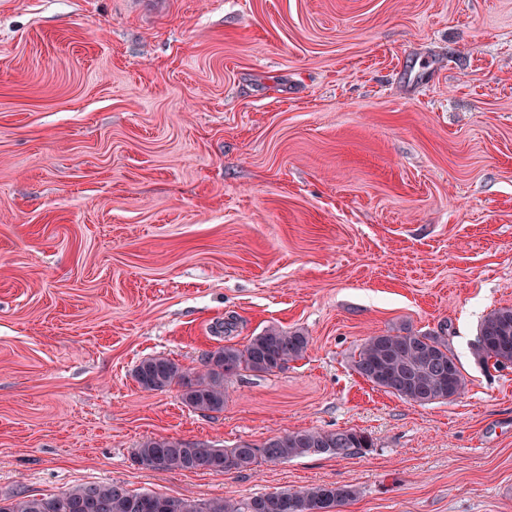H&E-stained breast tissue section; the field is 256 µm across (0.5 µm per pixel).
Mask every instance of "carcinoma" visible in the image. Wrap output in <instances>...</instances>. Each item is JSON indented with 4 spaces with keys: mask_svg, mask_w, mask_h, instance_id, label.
Wrapping results in <instances>:
<instances>
[{
    "mask_svg": "<svg viewBox=\"0 0 512 512\" xmlns=\"http://www.w3.org/2000/svg\"><path fill=\"white\" fill-rule=\"evenodd\" d=\"M309 343V336L300 329L270 326L241 347L226 344L207 353L199 371L157 355L140 361L134 378L145 391H165L176 386L186 406L221 412L228 382L243 372L283 371L305 357ZM472 355L484 366L504 369L512 365V307L494 309L483 318ZM353 367L375 386L421 406L451 401L466 386L463 367L448 348V341L437 334L409 329L368 337ZM372 447V438L363 431L304 430L275 436L261 444L240 441L230 448H212L179 439H149L135 449L132 460L147 470L219 474L310 455L329 453L343 457L353 450ZM356 495L351 486L320 484L300 490H276L239 501L216 498L196 503L135 492L117 483L83 484L47 499L0 498V512H335Z\"/></svg>",
    "mask_w": 512,
    "mask_h": 512,
    "instance_id": "1",
    "label": "carcinoma"
}]
</instances>
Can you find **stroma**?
<instances>
[{
	"instance_id": "obj_1",
	"label": "stroma",
	"mask_w": 512,
	"mask_h": 512,
	"mask_svg": "<svg viewBox=\"0 0 512 512\" xmlns=\"http://www.w3.org/2000/svg\"><path fill=\"white\" fill-rule=\"evenodd\" d=\"M512 0H0V498L78 484L194 502L351 485L341 512H512ZM305 357L224 409L133 370L266 327ZM447 339L467 378L420 406L359 376L366 338ZM354 428L373 448L151 471ZM472 355L484 366L504 369L512 365V307L494 309L483 318ZM373 448L363 431L304 430L269 438L261 444L240 441L232 447L212 448L179 439H149L136 448L131 460L154 471L229 473L251 470L264 462H288L298 457L332 454L343 457L352 450Z\"/></svg>"
}]
</instances>
